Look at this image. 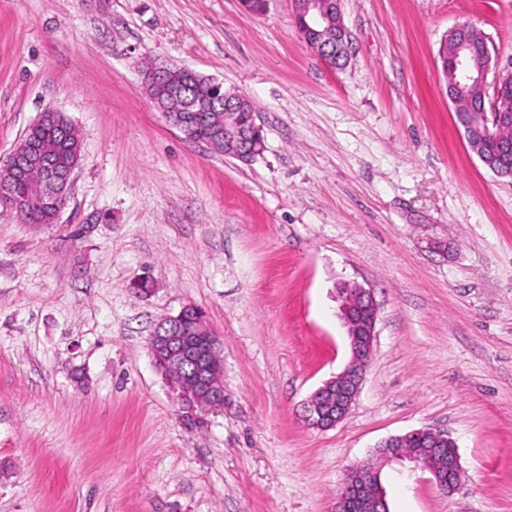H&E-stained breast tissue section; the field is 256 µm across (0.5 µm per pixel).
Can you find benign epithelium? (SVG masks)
Returning a JSON list of instances; mask_svg holds the SVG:
<instances>
[{
    "mask_svg": "<svg viewBox=\"0 0 512 512\" xmlns=\"http://www.w3.org/2000/svg\"><path fill=\"white\" fill-rule=\"evenodd\" d=\"M293 16L302 19L297 25L304 42L324 63L334 68L343 58L346 28L342 20L340 0H291ZM336 16V35L323 36V23ZM452 45L448 49V99L457 112H478L482 117V133L490 135L499 145L512 141V71L495 75L494 94L487 100V76L492 70L493 57L488 37L470 24L451 30ZM169 125L188 135L195 128L192 116L163 113ZM257 113L239 99L224 97V144L245 161L264 150V137L257 124ZM36 124L64 128L67 122L59 111L47 108ZM74 169H59L47 161L40 167L41 177L19 162L14 165V177L39 184L38 193L50 198L56 214L67 205L73 185ZM342 298L341 317L347 328L351 357L341 373L327 380L307 400L304 419L308 426L327 430L335 427L350 412L359 396L363 373L370 362L375 342L378 306L373 295L364 288L346 285L339 289ZM148 348L156 367L167 370L189 365L198 393L190 396L179 391L188 415L198 409L224 407V384L217 378L212 357L218 351L216 336L206 324L201 311L193 307L159 321L148 339ZM429 439L426 455L414 454L407 442ZM376 453L386 462L407 461L426 471L444 493L451 495L464 482L457 445L447 434L431 429H417L391 436L376 447ZM334 512H388L381 485L380 468L354 464L344 475L342 490L336 497Z\"/></svg>",
    "mask_w": 512,
    "mask_h": 512,
    "instance_id": "benign-epithelium-1",
    "label": "benign epithelium"
}]
</instances>
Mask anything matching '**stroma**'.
I'll use <instances>...</instances> for the list:
<instances>
[{"instance_id": "stroma-1", "label": "stroma", "mask_w": 512, "mask_h": 512, "mask_svg": "<svg viewBox=\"0 0 512 512\" xmlns=\"http://www.w3.org/2000/svg\"><path fill=\"white\" fill-rule=\"evenodd\" d=\"M341 12L334 69L290 0H0V161L47 108L82 153L58 223L0 212V512H333L348 466L423 428L466 479L383 464L389 512H512V177L470 151L439 60L469 23L512 69V0ZM147 60L249 97L264 152L187 140ZM344 283L378 304L374 352L319 431L302 409L350 358ZM188 306L224 363L191 424L147 348Z\"/></svg>"}]
</instances>
